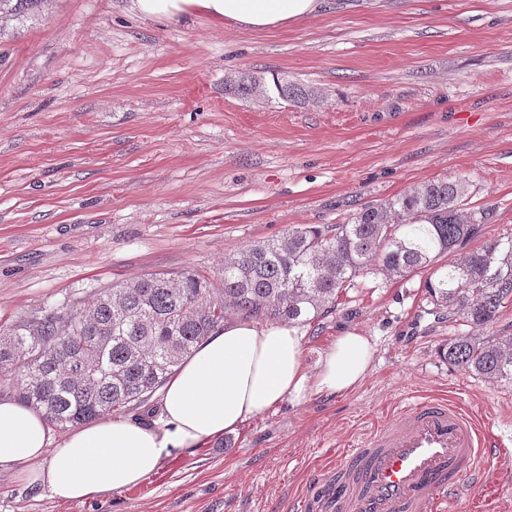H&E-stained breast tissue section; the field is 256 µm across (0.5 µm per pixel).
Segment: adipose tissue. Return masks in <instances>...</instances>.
Listing matches in <instances>:
<instances>
[{
  "mask_svg": "<svg viewBox=\"0 0 512 512\" xmlns=\"http://www.w3.org/2000/svg\"><path fill=\"white\" fill-rule=\"evenodd\" d=\"M146 18L207 15L215 24L276 31L320 13L327 0H132ZM367 336L349 331L308 368L302 337L285 324L225 322L184 359L163 389L150 421L103 416L52 446L44 415L0 400V468L17 469L60 501H86L139 486L174 450H190L234 433L290 399L356 390L372 364Z\"/></svg>",
  "mask_w": 512,
  "mask_h": 512,
  "instance_id": "adipose-tissue-1",
  "label": "adipose tissue"
}]
</instances>
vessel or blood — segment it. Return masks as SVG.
Returning a JSON list of instances; mask_svg holds the SVG:
<instances>
[{"instance_id": "b4317fda", "label": "vessel or blood", "mask_w": 512, "mask_h": 512, "mask_svg": "<svg viewBox=\"0 0 512 512\" xmlns=\"http://www.w3.org/2000/svg\"><path fill=\"white\" fill-rule=\"evenodd\" d=\"M498 440L455 402L424 398L406 405L344 452L316 494L296 512H445L458 479L481 474Z\"/></svg>"}]
</instances>
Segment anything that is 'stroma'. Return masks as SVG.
<instances>
[{
    "label": "stroma",
    "mask_w": 512,
    "mask_h": 512,
    "mask_svg": "<svg viewBox=\"0 0 512 512\" xmlns=\"http://www.w3.org/2000/svg\"><path fill=\"white\" fill-rule=\"evenodd\" d=\"M0 40V326L151 272L214 274L298 224H344L411 186L463 175L484 240L512 234V0H330L274 32L131 0H50ZM288 76L314 102L227 93ZM420 274L373 272L300 332L308 366L348 331L371 369L345 395L282 401L176 451L139 486L52 499L0 470V512H290L350 445L410 401L445 395L512 456V384L448 366L470 328ZM458 512H512V464L461 476Z\"/></svg>",
    "instance_id": "1"
}]
</instances>
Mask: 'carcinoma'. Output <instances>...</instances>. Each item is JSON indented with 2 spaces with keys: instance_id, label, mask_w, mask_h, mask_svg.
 I'll return each mask as SVG.
<instances>
[{
  "instance_id": "cac0c4a2",
  "label": "carcinoma",
  "mask_w": 512,
  "mask_h": 512,
  "mask_svg": "<svg viewBox=\"0 0 512 512\" xmlns=\"http://www.w3.org/2000/svg\"><path fill=\"white\" fill-rule=\"evenodd\" d=\"M45 2L0 0V20L37 16ZM224 89L244 99H311L303 85L278 77L271 88L257 71L238 72ZM468 186L462 175L423 182L346 224L294 225L243 247L214 277L148 273L15 323L0 332V385L60 431L126 413L146 404L228 318L309 325L375 267L392 278L426 275L437 305L471 327L491 326L512 303V236L441 262L478 237L487 219L464 214ZM442 355L492 383H512V336H463Z\"/></svg>"
}]
</instances>
